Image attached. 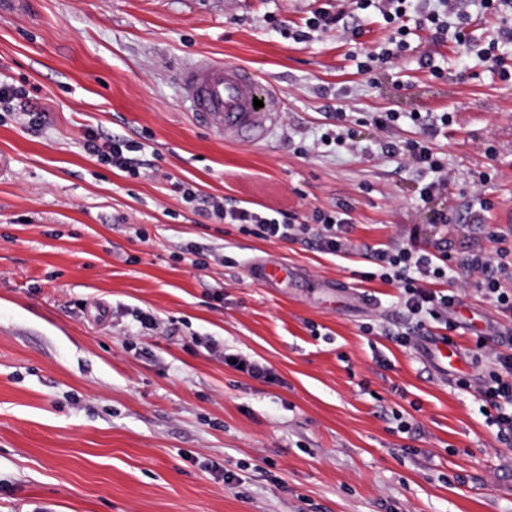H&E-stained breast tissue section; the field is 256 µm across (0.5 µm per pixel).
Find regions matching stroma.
Returning <instances> with one entry per match:
<instances>
[{"mask_svg": "<svg viewBox=\"0 0 512 512\" xmlns=\"http://www.w3.org/2000/svg\"><path fill=\"white\" fill-rule=\"evenodd\" d=\"M324 4L0 0V73L47 113L34 132L0 112V152L15 159L0 179V512H512V447L455 386L488 367L471 359L472 331L455 333L460 363L442 372L374 333L401 328L397 290L356 277L372 267L367 245L492 249L488 226L512 214V81L426 30L393 67L361 74L353 54L386 35L374 15L357 17L355 39L281 35ZM425 53L444 78L419 64ZM201 57L282 93L261 142L193 120L176 74ZM336 89L351 94L362 153L318 143ZM388 110L456 113L434 142L457 178L447 192L422 202L423 173L382 156L365 118ZM89 128L148 144L157 171L98 164L80 145ZM185 183L301 215L348 202L361 250L344 260L241 234L194 212ZM477 191L493 204L484 220ZM189 243L205 267L183 260ZM268 254L292 267L289 287L249 278ZM463 300L486 336L512 327L474 286ZM138 311L157 329H140ZM226 352L267 363L277 382L226 365ZM397 411L416 434L398 431Z\"/></svg>", "mask_w": 512, "mask_h": 512, "instance_id": "obj_1", "label": "stroma"}]
</instances>
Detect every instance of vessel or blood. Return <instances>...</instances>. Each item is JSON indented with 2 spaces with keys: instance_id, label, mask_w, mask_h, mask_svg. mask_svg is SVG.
Instances as JSON below:
<instances>
[{
  "instance_id": "obj_1",
  "label": "vessel or blood",
  "mask_w": 512,
  "mask_h": 512,
  "mask_svg": "<svg viewBox=\"0 0 512 512\" xmlns=\"http://www.w3.org/2000/svg\"><path fill=\"white\" fill-rule=\"evenodd\" d=\"M178 83L196 121L228 141H262L284 104L250 68L208 58L182 68ZM257 99L262 107H254ZM248 272L253 282L269 289L284 287L293 277L292 268L273 257L255 260Z\"/></svg>"
}]
</instances>
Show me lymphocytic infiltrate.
I'll list each match as a JSON object with an SVG mask.
<instances>
[{
    "instance_id": "1",
    "label": "lymphocytic infiltrate",
    "mask_w": 512,
    "mask_h": 512,
    "mask_svg": "<svg viewBox=\"0 0 512 512\" xmlns=\"http://www.w3.org/2000/svg\"><path fill=\"white\" fill-rule=\"evenodd\" d=\"M460 0H340L330 8L313 11L302 26L292 27L288 36L293 41H310L317 32L341 27L345 18L360 12L376 10L388 31V36L376 48L356 54L359 72L370 74L389 67L409 49L412 33L406 19L416 14L418 24L430 31L434 41L454 40L457 45L468 46L465 27L469 17L460 6ZM0 109L23 117L29 127L43 126L46 114L31 101L23 87L0 78ZM401 115L390 110L369 116L368 121L384 133L380 144L383 155L410 158L429 176L419 189L421 201H428L434 193L447 191L454 176L448 161L435 151L434 139L453 121L449 112L441 113L434 121L425 122L420 113H410L409 119L420 129L419 137L400 139L393 132L399 126ZM81 146L101 165L140 176L145 166L140 154L145 144L120 136L107 137L89 129L83 135ZM182 197L195 205L199 214L235 225L245 235L271 241H292L309 234L316 248L324 254L346 258L355 253L357 246L350 238L352 221L349 206H338L331 211H313L309 219H299L294 212L268 207H255L253 203L224 205L214 197L199 193L192 185H184ZM512 237V228H494L489 238L495 248L491 252H476L456 256L443 250L419 248L414 244L397 242L369 247L374 270L360 272L361 281L380 280L399 291L398 304L405 317V330L390 332L389 337L402 347L415 346L420 337L429 335L432 326L448 332L462 328L460 309L464 304L460 289H444L454 273L462 271L471 278L481 294L493 302L501 312L512 315V249L506 242ZM478 352L491 357L493 368L479 381L471 383L468 377L458 378L461 390H475L478 401L486 411V424L495 431L497 440L512 447V328L496 339L476 333Z\"/></svg>"
}]
</instances>
